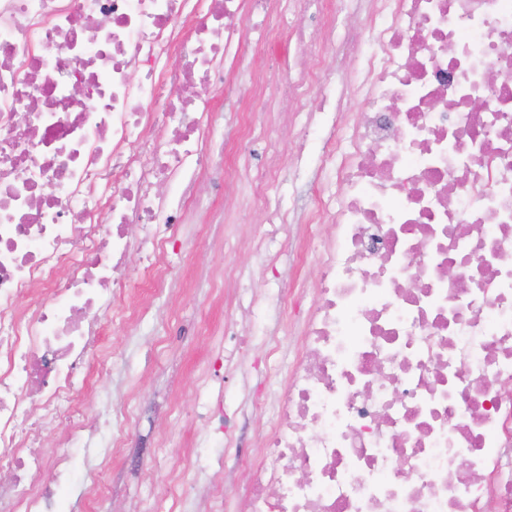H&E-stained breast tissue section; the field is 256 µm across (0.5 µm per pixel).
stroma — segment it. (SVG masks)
Here are the masks:
<instances>
[{
  "label": "stroma",
  "mask_w": 512,
  "mask_h": 512,
  "mask_svg": "<svg viewBox=\"0 0 512 512\" xmlns=\"http://www.w3.org/2000/svg\"><path fill=\"white\" fill-rule=\"evenodd\" d=\"M290 61L280 45L225 72L216 92L223 118L208 141L217 165L168 253L167 287L142 291L133 325L106 329L107 369L86 403L109 424L76 449L64 512H86L85 490L101 465L110 489L98 496L96 512H136L185 473L192 488L180 512H210L217 473L224 512H237L262 424L275 416L274 394L302 352L317 267L307 233L313 199L329 176L318 162L323 145L297 156V132L321 107L316 96L292 115L267 109L264 129L240 138L243 110L259 104L256 75L275 86ZM273 156L282 162L273 198L287 222L269 235L250 202ZM127 400L132 411L119 412ZM219 410L223 426L209 424L207 414Z\"/></svg>",
  "instance_id": "35a3bbf8"
}]
</instances>
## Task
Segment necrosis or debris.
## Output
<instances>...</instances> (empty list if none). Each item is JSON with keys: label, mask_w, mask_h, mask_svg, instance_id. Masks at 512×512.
<instances>
[{"label": "necrosis or debris", "mask_w": 512, "mask_h": 512, "mask_svg": "<svg viewBox=\"0 0 512 512\" xmlns=\"http://www.w3.org/2000/svg\"><path fill=\"white\" fill-rule=\"evenodd\" d=\"M349 2L0 0V512H58L96 432L89 356L170 273L257 3L321 16L291 32L282 110L319 57L370 49L333 106L341 189L315 197L303 354L241 512H512V0Z\"/></svg>", "instance_id": "4bbe7bcc"}]
</instances>
